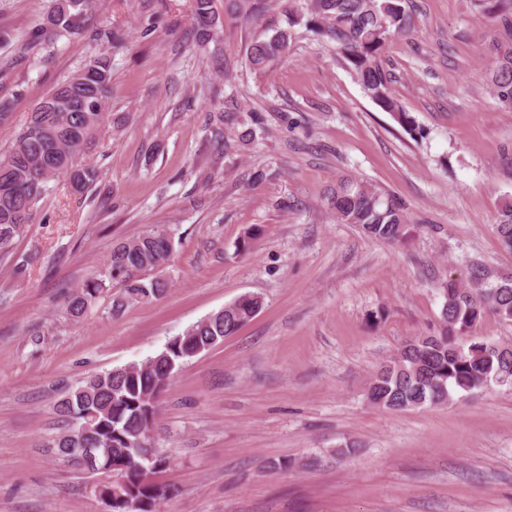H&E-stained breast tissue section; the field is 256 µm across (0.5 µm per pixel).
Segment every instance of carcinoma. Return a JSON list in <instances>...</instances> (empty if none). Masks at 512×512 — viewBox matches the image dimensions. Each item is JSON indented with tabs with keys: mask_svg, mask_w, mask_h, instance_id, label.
<instances>
[{
	"mask_svg": "<svg viewBox=\"0 0 512 512\" xmlns=\"http://www.w3.org/2000/svg\"><path fill=\"white\" fill-rule=\"evenodd\" d=\"M211 0H194L192 36L196 49L207 51L218 39V20ZM290 3L288 23L310 17L318 31L336 45L364 93L390 113L404 130L418 140L424 129L399 104L391 90L390 74L383 66L386 45L395 35L412 28L410 0H303L304 7ZM90 0H51L47 30L53 37L82 30ZM497 22L493 44L495 66L490 88L504 107L512 108V0H493L488 11ZM291 36L276 28L247 48L250 67L263 73L288 55ZM112 57L103 53L68 81L47 94L32 110L25 129L15 140L8 159L0 162V253L8 249L26 225L48 183L63 175L77 193L87 191L99 179L93 167H74L75 154L111 120ZM330 209L340 224H356L374 239L399 243L405 239L407 215L389 194L353 177L342 176L329 192ZM501 247L512 253V199L502 203L496 221ZM173 253L172 234L155 227L116 245L105 272L85 281L71 293L67 311L75 319L112 283L121 291L112 295L111 310L117 315L132 303H151L168 290V282L146 273L166 264ZM439 327L425 336L409 339L372 376L367 399L389 411L419 409L449 403L456 395H469L492 385L512 387V345L485 340L476 329L487 314L512 321V281L489 279L483 270L472 272V284L450 279ZM263 302L243 294L224 308L188 327L171 339L155 356L141 362L96 373L80 382L58 401L57 414L65 428L50 447L58 456L83 472L112 471L128 481L112 498V512H129L128 492L138 499L134 512H156L161 499L173 490L143 478L141 466L153 457L154 473L169 465L155 443L145 438L144 427L158 411L167 383L191 356L236 335L262 309Z\"/></svg>",
	"mask_w": 512,
	"mask_h": 512,
	"instance_id": "1",
	"label": "carcinoma"
}]
</instances>
